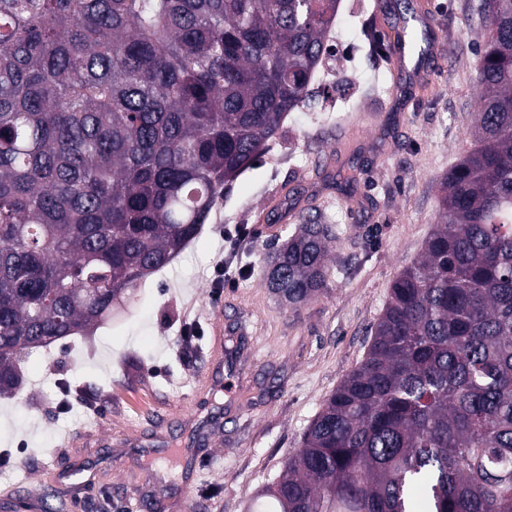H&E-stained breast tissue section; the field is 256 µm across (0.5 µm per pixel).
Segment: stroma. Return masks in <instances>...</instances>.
Listing matches in <instances>:
<instances>
[{
  "mask_svg": "<svg viewBox=\"0 0 512 512\" xmlns=\"http://www.w3.org/2000/svg\"><path fill=\"white\" fill-rule=\"evenodd\" d=\"M394 0H342L336 56L262 161L224 191L185 249L118 325L25 354L0 398V512H246L324 401L364 359L392 282L436 227L441 180L470 148L483 0H410L439 34L442 68L392 93L391 61L360 49L361 17ZM361 116L347 132L341 116ZM336 225L333 275L291 309L261 277L300 215ZM244 338L211 355V322ZM88 431L77 447L61 434ZM94 487L81 494L86 482Z\"/></svg>",
  "mask_w": 512,
  "mask_h": 512,
  "instance_id": "stroma-1",
  "label": "stroma"
}]
</instances>
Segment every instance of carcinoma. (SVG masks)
Here are the masks:
<instances>
[{"label":"carcinoma","instance_id":"obj_1","mask_svg":"<svg viewBox=\"0 0 512 512\" xmlns=\"http://www.w3.org/2000/svg\"><path fill=\"white\" fill-rule=\"evenodd\" d=\"M340 0H0V396L19 356L119 322L307 106ZM473 143L362 362L248 512H512V0H485ZM380 23L363 44L387 50ZM336 225L263 279L297 308Z\"/></svg>","mask_w":512,"mask_h":512}]
</instances>
